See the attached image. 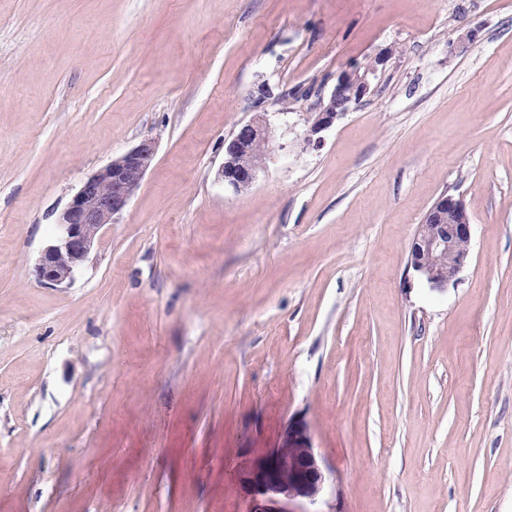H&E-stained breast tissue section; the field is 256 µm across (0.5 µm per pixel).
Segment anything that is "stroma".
<instances>
[{
    "label": "stroma",
    "mask_w": 512,
    "mask_h": 512,
    "mask_svg": "<svg viewBox=\"0 0 512 512\" xmlns=\"http://www.w3.org/2000/svg\"><path fill=\"white\" fill-rule=\"evenodd\" d=\"M146 137L127 209L38 282L57 214ZM445 192L472 237L437 290L408 252ZM291 423L315 512H512V0H0V512H245L238 466ZM387 51L393 54V49L389 48ZM388 52L376 56V61L370 59L362 65H353L337 76L327 100L320 105L317 112L309 113L306 118L304 134L307 143L320 142V134L331 128L345 115L352 103L361 101L374 88L385 71V65L390 58ZM349 88L352 91L351 96L347 94ZM306 140L304 139L305 142ZM251 139L257 140L250 141ZM270 139L271 129L264 113H256L248 121L241 123L225 147L224 164L219 172L224 184L236 191L252 187L261 169L246 165L240 160L239 146L250 141L242 153L244 161L256 166H263L269 153L270 143L267 141Z\"/></svg>",
    "instance_id": "obj_1"
}]
</instances>
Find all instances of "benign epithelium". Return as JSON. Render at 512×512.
<instances>
[{
    "label": "benign epithelium",
    "instance_id": "1",
    "mask_svg": "<svg viewBox=\"0 0 512 512\" xmlns=\"http://www.w3.org/2000/svg\"><path fill=\"white\" fill-rule=\"evenodd\" d=\"M388 53L376 56V65H353L342 71L327 100L306 118L307 142L321 141V133L362 100L380 79ZM271 139V129L262 113L241 123L225 147L219 176L236 191L256 182L260 169L244 164L239 146L251 139ZM156 157V142L144 139L106 166L90 174L54 224V239L42 251L34 267L36 279L45 285L61 286L87 261L103 229L127 207ZM471 224L463 201L441 194L426 212L412 239L409 267L434 289L454 282L465 266L469 251L459 248L470 241ZM65 257L68 264H58ZM327 469L315 453L305 425L295 423L284 430L281 447L260 456L248 457L238 472V486L246 512H299L297 506L313 504L324 490Z\"/></svg>",
    "mask_w": 512,
    "mask_h": 512
}]
</instances>
